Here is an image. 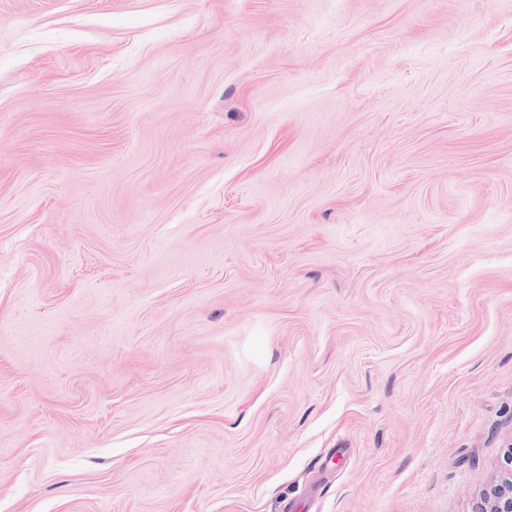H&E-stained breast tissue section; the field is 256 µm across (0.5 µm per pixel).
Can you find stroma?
Masks as SVG:
<instances>
[{
	"instance_id": "1",
	"label": "stroma",
	"mask_w": 512,
	"mask_h": 512,
	"mask_svg": "<svg viewBox=\"0 0 512 512\" xmlns=\"http://www.w3.org/2000/svg\"><path fill=\"white\" fill-rule=\"evenodd\" d=\"M512 437V0H0V512H471Z\"/></svg>"
}]
</instances>
